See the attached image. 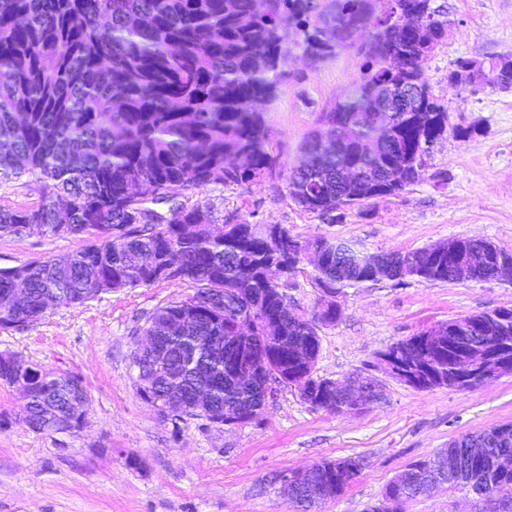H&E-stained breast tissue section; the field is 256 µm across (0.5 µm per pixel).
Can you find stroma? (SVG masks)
Here are the masks:
<instances>
[{
    "mask_svg": "<svg viewBox=\"0 0 512 512\" xmlns=\"http://www.w3.org/2000/svg\"><path fill=\"white\" fill-rule=\"evenodd\" d=\"M448 35L424 64L451 129L435 144L424 181L401 194L347 210L326 224L288 193V176L321 127L323 112L360 76L359 47L315 61L300 35L282 45L285 81L265 107L276 163L250 187L208 186L189 201L211 207L217 223L279 224L306 241L326 237L355 249L402 253L458 236L512 249V89L449 82L458 59L512 57V0H433ZM471 128L466 137L453 127ZM80 237L0 236V268L73 253ZM187 284L158 281L56 305L32 323L0 328V354L47 372L78 375L85 425L75 433L36 431L15 388L0 385V512H297L270 474L359 455L366 467L320 512H365L385 485L416 459L451 440L512 421V375L467 392L418 391L392 380L377 355L422 329L465 315L512 307V285L496 281L431 284L414 279L348 289L341 316L320 326L315 373L358 375L382 385L385 401L356 414L310 408L297 389L277 388L262 421L215 427L174 422L145 402L130 364L132 331L158 306L192 295ZM470 488L435 487L405 512H470Z\"/></svg>",
    "mask_w": 512,
    "mask_h": 512,
    "instance_id": "obj_1",
    "label": "stroma"
}]
</instances>
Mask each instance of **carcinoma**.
<instances>
[{"mask_svg": "<svg viewBox=\"0 0 512 512\" xmlns=\"http://www.w3.org/2000/svg\"><path fill=\"white\" fill-rule=\"evenodd\" d=\"M433 0H0V179L36 177L44 182L40 202L25 209L0 207V236L56 234L58 204L70 206L66 234L91 240L59 258L0 268V327L38 320L53 295L67 306L102 294L150 285L158 271L174 266L178 281L194 288L181 300L155 308L141 331L161 338L160 350L139 357L143 391L159 399L208 387L207 414L234 406L263 416L267 385L287 384L300 372L292 360L298 348L311 351L314 371L320 351L317 322L340 316L336 302L322 300L317 319H292L288 289L297 272L282 275L275 253L288 244L308 245L280 227L272 238L265 224L223 225L214 236L213 212L189 205L188 192L207 186L249 185L272 167L264 105L274 101L285 77L281 44L292 29L303 32V49L313 59L349 48L354 34L368 43L359 80L323 114V130L304 147L305 164L288 177L291 198L326 224L344 211L397 195L425 178L427 144L444 136L448 110L424 79L423 65L448 32V19ZM400 95V111L389 115V137L368 149L378 109ZM145 184L141 196L126 183ZM325 262L316 287L339 294L368 285L365 271L347 245L320 237ZM476 279L492 278L484 239L462 238ZM383 271L400 281L453 280L448 259L433 274L424 249L382 252ZM26 295L17 311L9 304L16 289ZM212 298L193 331L180 322ZM486 314L444 322L448 335L469 330ZM239 318L251 325L253 353L266 360L251 384L234 371L243 367L234 348L212 347L214 338L235 335ZM432 369L446 378L457 354L444 346L431 351ZM314 410H332L322 384L312 378ZM28 391L22 407L38 431L49 419L85 422L86 390L68 372L45 373L0 355V383ZM465 448H442L406 465L366 512H405L417 490L437 476L433 458L448 464L460 454L469 469L451 487L485 484L512 498V422L470 434ZM360 457L324 460L288 499L308 512L334 499L359 478ZM323 485L318 500L306 485Z\"/></svg>", "mask_w": 512, "mask_h": 512, "instance_id": "obj_1", "label": "carcinoma"}]
</instances>
